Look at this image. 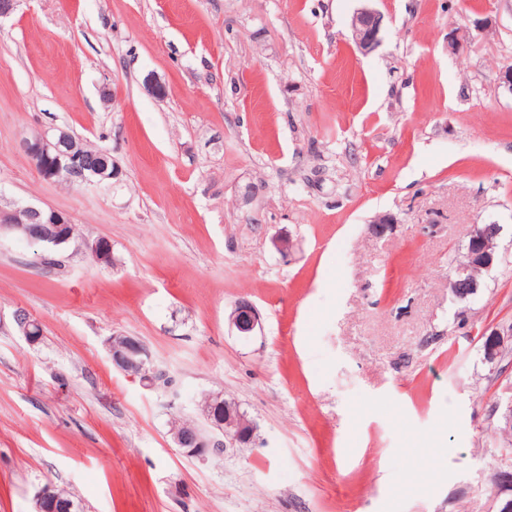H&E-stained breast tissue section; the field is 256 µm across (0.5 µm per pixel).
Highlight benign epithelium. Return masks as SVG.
Masks as SVG:
<instances>
[{
    "instance_id": "obj_1",
    "label": "benign epithelium",
    "mask_w": 512,
    "mask_h": 512,
    "mask_svg": "<svg viewBox=\"0 0 512 512\" xmlns=\"http://www.w3.org/2000/svg\"><path fill=\"white\" fill-rule=\"evenodd\" d=\"M383 17L371 9H362L351 19L352 37L364 51L373 49L379 43ZM73 137L67 131L55 128L53 132L27 137L20 143V149L33 162L38 174L46 180H57L67 176L76 181H86V170L79 167L72 146ZM71 224L69 216L37 206H25L11 211H0V235L10 234L41 250L40 257L46 256L49 245L62 249L71 240L65 232ZM499 231L487 227L474 226L470 233L472 243L479 245L471 253V259L481 263V268L493 266L497 256ZM91 255L97 262L111 264L112 245L106 239H98L89 245ZM15 321L22 334L30 341L39 339L42 334L40 323L20 311ZM229 325L237 335L248 338L261 328L260 315L247 299L239 300L229 315ZM492 344L487 349L488 362H496L502 353L512 347V327L496 329L492 333ZM108 351L118 369L126 372L134 367H142L149 372L146 382L156 387L168 380L165 372L153 365L147 347L139 340L124 336L110 340ZM202 413L209 429L202 430L193 425L184 432L173 435L174 444L182 453L191 457H202L210 452H220L227 445L248 444L251 442L255 426L240 410L239 406L226 401L221 395H213L202 405ZM493 512H512V475L498 473L492 480ZM61 498L51 483L44 484L35 497V512H59Z\"/></svg>"
}]
</instances>
